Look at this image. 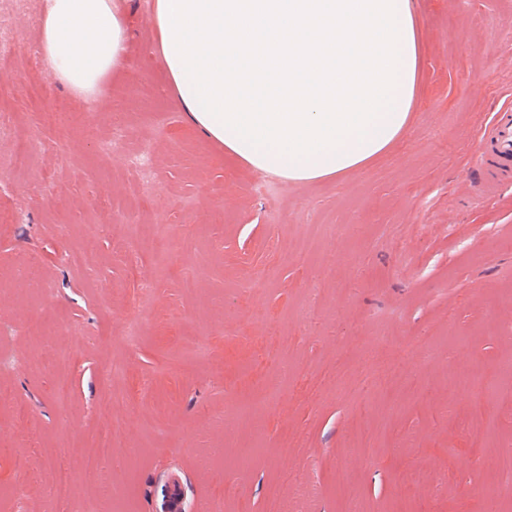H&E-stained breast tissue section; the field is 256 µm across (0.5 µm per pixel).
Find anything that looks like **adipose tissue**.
<instances>
[{
  "label": "adipose tissue",
  "instance_id": "ef3b65f1",
  "mask_svg": "<svg viewBox=\"0 0 512 512\" xmlns=\"http://www.w3.org/2000/svg\"><path fill=\"white\" fill-rule=\"evenodd\" d=\"M169 90L190 122L253 170L337 179L410 123L423 70L411 0H154ZM41 60L102 99L128 51L118 0H43Z\"/></svg>",
  "mask_w": 512,
  "mask_h": 512
}]
</instances>
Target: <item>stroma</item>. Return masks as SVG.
<instances>
[{
  "label": "stroma",
  "mask_w": 512,
  "mask_h": 512,
  "mask_svg": "<svg viewBox=\"0 0 512 512\" xmlns=\"http://www.w3.org/2000/svg\"><path fill=\"white\" fill-rule=\"evenodd\" d=\"M126 9L125 68L91 104L34 54L39 0H0V124L41 133L28 171L0 169V512H163L174 482L185 512H512V180L487 188L476 156L512 99V0H412L426 55L407 130L308 184L192 128L151 0ZM118 126L128 150L152 142L155 189L100 155ZM132 243L151 293L127 275ZM103 431L113 452L84 470Z\"/></svg>",
  "instance_id": "35a3bbf8"
}]
</instances>
